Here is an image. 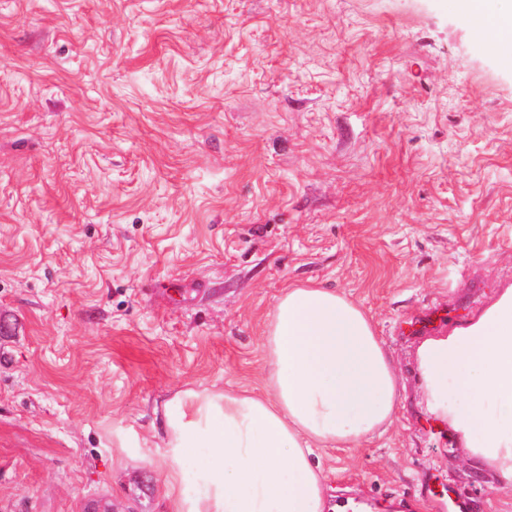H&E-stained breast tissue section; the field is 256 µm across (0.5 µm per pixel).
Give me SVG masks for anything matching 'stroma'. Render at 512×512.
Returning <instances> with one entry per match:
<instances>
[{
	"mask_svg": "<svg viewBox=\"0 0 512 512\" xmlns=\"http://www.w3.org/2000/svg\"><path fill=\"white\" fill-rule=\"evenodd\" d=\"M458 0H0V512H172L165 414L260 388L288 285L346 293L393 424L331 501L512 512L422 404L418 322L512 285V46Z\"/></svg>",
	"mask_w": 512,
	"mask_h": 512,
	"instance_id": "1",
	"label": "stroma"
}]
</instances>
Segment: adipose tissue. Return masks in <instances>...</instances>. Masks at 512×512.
<instances>
[{
  "instance_id": "1",
  "label": "adipose tissue",
  "mask_w": 512,
  "mask_h": 512,
  "mask_svg": "<svg viewBox=\"0 0 512 512\" xmlns=\"http://www.w3.org/2000/svg\"><path fill=\"white\" fill-rule=\"evenodd\" d=\"M489 45L512 43V0H462ZM261 391L189 390L166 416L174 512H328L321 448H356L399 404L391 356L365 310L319 283L283 289L261 336ZM427 411L512 487V286L417 349Z\"/></svg>"
}]
</instances>
